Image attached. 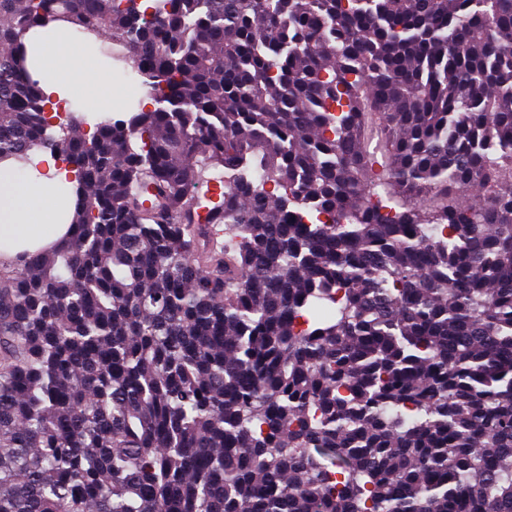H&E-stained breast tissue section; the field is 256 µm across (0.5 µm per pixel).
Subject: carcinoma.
<instances>
[{"label": "carcinoma", "instance_id": "cac0c4a2", "mask_svg": "<svg viewBox=\"0 0 512 512\" xmlns=\"http://www.w3.org/2000/svg\"><path fill=\"white\" fill-rule=\"evenodd\" d=\"M50 22L155 107L51 124ZM46 152L0 512H512V0H0V162ZM88 43L91 46V49L93 51L94 57L97 60V62L99 64H101L104 68H106L104 73L108 72V69L112 70V82H115L116 84L122 86L120 88H127V87H130L131 85L133 87L136 85V83L139 80H136V78H134V76L132 74H129L128 67H131V66H129L126 63L128 55L126 54V52L123 50L122 47L116 46L114 48L112 46L113 61H112V68H111L109 61L98 52L96 46L91 42H88ZM114 61H115V63H114ZM114 68L116 69L115 72L113 71ZM125 76H126V79H125Z\"/></svg>", "mask_w": 512, "mask_h": 512}]
</instances>
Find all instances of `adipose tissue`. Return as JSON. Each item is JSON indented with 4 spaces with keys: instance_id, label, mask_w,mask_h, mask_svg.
I'll use <instances>...</instances> for the list:
<instances>
[{
    "instance_id": "ef3b65f1",
    "label": "adipose tissue",
    "mask_w": 512,
    "mask_h": 512,
    "mask_svg": "<svg viewBox=\"0 0 512 512\" xmlns=\"http://www.w3.org/2000/svg\"><path fill=\"white\" fill-rule=\"evenodd\" d=\"M29 66L48 98L69 102L82 82H92L96 93L87 111L106 114L123 109L124 98L115 95L111 83L90 69L71 33L56 24L39 29L28 44ZM43 174L33 177L0 164V253L7 245L38 239L47 243L65 231L63 219L71 208L64 195L69 169L57 167L43 154Z\"/></svg>"
}]
</instances>
